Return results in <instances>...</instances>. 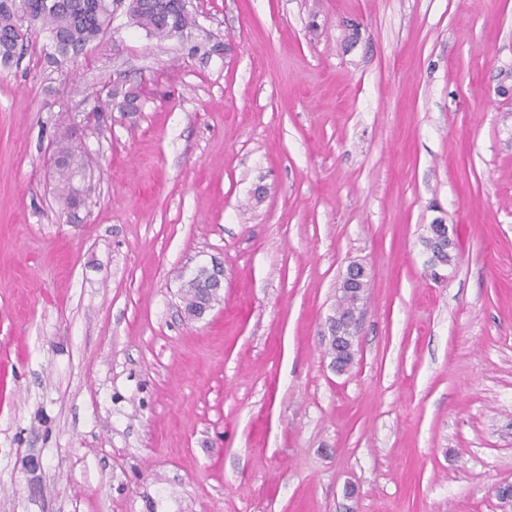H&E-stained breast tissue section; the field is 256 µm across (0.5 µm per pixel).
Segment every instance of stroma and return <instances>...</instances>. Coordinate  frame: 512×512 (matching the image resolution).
<instances>
[{
    "mask_svg": "<svg viewBox=\"0 0 512 512\" xmlns=\"http://www.w3.org/2000/svg\"><path fill=\"white\" fill-rule=\"evenodd\" d=\"M188 8L184 40L121 14L77 59L40 33L0 66V512H504L512 0ZM117 78L138 111L102 99ZM66 130L95 186L74 216ZM79 147L64 138L57 146V151L62 154L64 165L57 169L56 191L58 198L68 208L71 209L77 198L85 201L86 197L94 190V186L89 182L86 184V176L81 174V156ZM80 175L83 184L81 188H76L75 179ZM81 193V196H79ZM439 226H440V224L429 225L428 235L425 237L424 243H425L426 247H429L431 250H433V254L436 255L437 259L441 263L450 265L455 259V254L453 253L455 248H448V244L449 245L454 244L453 238L451 237V235L449 233L448 225L442 224V228L445 229L446 231H445V234L443 235V237H441L439 239V241H440L439 243L446 245L448 250L447 251L439 250L438 252L435 250V247L437 246L436 238H437V235L439 234V230H440ZM208 272L205 267H200L195 274L185 282L184 300L186 306L191 310H201L210 301V296L205 288H207ZM224 283V271L215 268L213 278L209 282V293L218 296L221 299V291ZM328 336L336 337V345L340 347H344L345 338L343 336V326L339 323H333L332 320H329L327 325ZM335 343L329 340V348H327V355L331 356L332 362L336 364V366L343 370L347 367L348 359L347 353L336 351Z\"/></svg>",
    "mask_w": 512,
    "mask_h": 512,
    "instance_id": "1",
    "label": "stroma"
}]
</instances>
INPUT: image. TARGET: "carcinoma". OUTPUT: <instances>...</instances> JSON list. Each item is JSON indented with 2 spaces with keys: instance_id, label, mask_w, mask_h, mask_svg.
I'll use <instances>...</instances> for the list:
<instances>
[{
  "instance_id": "1",
  "label": "carcinoma",
  "mask_w": 512,
  "mask_h": 512,
  "mask_svg": "<svg viewBox=\"0 0 512 512\" xmlns=\"http://www.w3.org/2000/svg\"><path fill=\"white\" fill-rule=\"evenodd\" d=\"M130 25L158 40L178 38L192 29L194 17L185 11L178 0H140L138 7L127 13ZM112 25V15L103 0H25V10L17 9L13 0H0V61L8 62L17 53V33L47 34L55 54L70 59L81 54L88 45L99 41ZM57 151L62 154L64 165L57 169L56 191L58 198L72 208L76 200L86 199L94 190L90 183L76 187V177L81 174V153L73 143L61 140ZM440 227L431 224L424 239L434 250L437 259L446 265L455 259L454 249L435 251ZM208 272L199 268L185 282L184 300L191 310H200L210 301L207 292Z\"/></svg>"
}]
</instances>
